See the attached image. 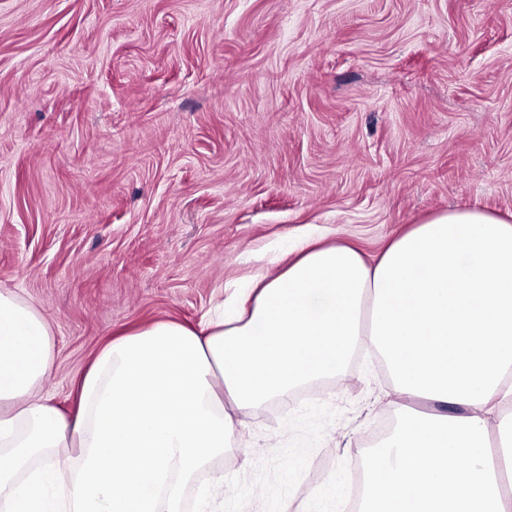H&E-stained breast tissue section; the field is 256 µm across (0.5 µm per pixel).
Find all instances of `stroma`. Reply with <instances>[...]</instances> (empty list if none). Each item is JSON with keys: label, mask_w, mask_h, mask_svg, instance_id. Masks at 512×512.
I'll return each instance as SVG.
<instances>
[{"label": "stroma", "mask_w": 512, "mask_h": 512, "mask_svg": "<svg viewBox=\"0 0 512 512\" xmlns=\"http://www.w3.org/2000/svg\"><path fill=\"white\" fill-rule=\"evenodd\" d=\"M512 213V0H0V289L45 315L65 414L112 338L198 327L292 239L366 259ZM370 349L242 411L211 512H350L402 426ZM223 484H215V477Z\"/></svg>", "instance_id": "35a3bbf8"}]
</instances>
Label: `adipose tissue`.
<instances>
[{"label": "adipose tissue", "mask_w": 512, "mask_h": 512, "mask_svg": "<svg viewBox=\"0 0 512 512\" xmlns=\"http://www.w3.org/2000/svg\"><path fill=\"white\" fill-rule=\"evenodd\" d=\"M361 343L401 396L458 414L395 431L365 467L359 512H512L483 455L489 416L512 407V218L478 209L434 214L371 261L298 239L201 330L160 321L108 342L72 419L36 394L54 362L51 327L1 289L0 512H180L236 411L334 374Z\"/></svg>", "instance_id": "ef3b65f1"}]
</instances>
